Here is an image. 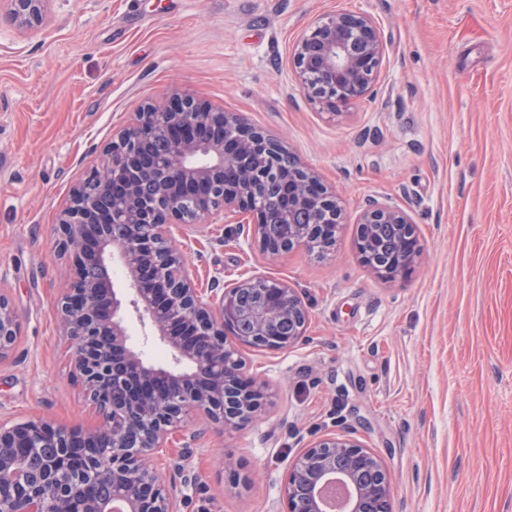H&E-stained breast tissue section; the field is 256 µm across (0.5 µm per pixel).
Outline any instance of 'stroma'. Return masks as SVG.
<instances>
[{"mask_svg": "<svg viewBox=\"0 0 512 512\" xmlns=\"http://www.w3.org/2000/svg\"><path fill=\"white\" fill-rule=\"evenodd\" d=\"M337 10L373 15L385 58L376 96L332 116L289 54ZM173 88L284 137L344 207L322 255L269 259L220 216L187 229L203 287L278 279L309 321L291 350L241 349L268 402L246 428L206 425L181 512H286L289 464L334 435L382 459L393 512H512V0H52L25 31L0 11V293L20 322L0 417L96 422L53 315L69 272L54 225L113 132ZM372 198L415 225L406 278L359 258Z\"/></svg>", "mask_w": 512, "mask_h": 512, "instance_id": "stroma-1", "label": "stroma"}]
</instances>
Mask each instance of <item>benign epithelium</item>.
<instances>
[{"label":"benign epithelium","instance_id":"7a95c632","mask_svg":"<svg viewBox=\"0 0 512 512\" xmlns=\"http://www.w3.org/2000/svg\"><path fill=\"white\" fill-rule=\"evenodd\" d=\"M20 30L42 25L52 0H0ZM385 46L368 12L336 11L311 22L295 41L291 66L301 89L331 114L376 92ZM158 139L165 149L145 151ZM238 213L270 257L298 245L331 247L323 229L343 221L336 193L282 139L238 114L174 90L147 103L112 137L99 161L71 190L56 222L70 276L55 318L71 350L73 373L99 420L86 429L41 419H0V512H178L161 452L191 413L226 426L251 422L266 393L245 372L238 347L286 351L305 333L308 310L288 283L253 275L201 288L172 226L200 227ZM289 224L288 239H265V223ZM358 253L378 276L405 277L420 255L415 227L397 206L370 200L361 210ZM381 224L397 233L386 260L369 244ZM119 263L129 288L91 276ZM257 293L242 305L237 298ZM133 313L169 351L172 363L146 361L131 343ZM293 330L284 335L280 323ZM243 322L250 330L242 333ZM19 323L0 293V359L14 349ZM63 464L45 465L42 449ZM393 512L383 461L352 437H326L288 466L287 512Z\"/></svg>","mask_w":512,"mask_h":512}]
</instances>
